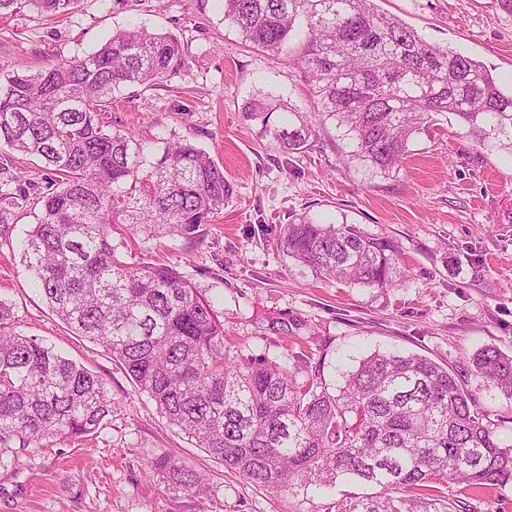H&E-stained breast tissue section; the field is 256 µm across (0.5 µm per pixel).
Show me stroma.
<instances>
[{
	"mask_svg": "<svg viewBox=\"0 0 512 512\" xmlns=\"http://www.w3.org/2000/svg\"><path fill=\"white\" fill-rule=\"evenodd\" d=\"M377 6L487 66L512 86V0H377ZM171 32L183 46L175 74L115 90L102 118L133 130L154 161L187 139L224 169L234 195L200 238L129 241L112 237L131 263H166L212 300L230 335L229 357L266 359L304 372L321 366L329 389L380 350L448 365L505 444H512V398L488 386L472 355L496 346L512 355V157L466 137L448 114L418 135L399 173L382 177L350 162L334 120L319 112L300 73L244 47L225 26L221 0H75L54 19L0 16V80L85 57L131 24ZM291 101L316 135L286 153L260 123L244 119L251 99ZM54 175L33 156L0 145V188L38 197ZM358 225L394 238L405 276L392 288H364L316 276L278 245L281 225L300 215ZM31 206L0 205V300L17 332L55 347L107 384L112 411L92 435L43 447L0 448V512H326L369 493L339 477L321 491L272 493L226 469L169 425L150 398L99 345L76 336L50 310L22 257L37 222ZM287 323L288 334L271 330ZM162 458L202 472L203 494L169 489L148 468ZM449 508L512 512V484L475 491L448 481Z\"/></svg>",
	"mask_w": 512,
	"mask_h": 512,
	"instance_id": "1",
	"label": "stroma"
}]
</instances>
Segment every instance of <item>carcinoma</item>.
<instances>
[{
  "label": "carcinoma",
  "instance_id": "cac0c4a2",
  "mask_svg": "<svg viewBox=\"0 0 512 512\" xmlns=\"http://www.w3.org/2000/svg\"><path fill=\"white\" fill-rule=\"evenodd\" d=\"M73 2L0 0V15L52 16ZM222 2L224 22L244 45L301 71L349 140L350 158L374 173L397 172L416 135L442 113L479 146L512 154V90L480 61L427 42L374 0ZM181 63L177 35L139 27L113 33L84 58L0 86V143L63 175L53 192L33 199L41 215L23 250L51 311L103 347L197 447L272 492L351 476L381 492L339 500L334 512H448L445 500L418 490L450 479L474 488L512 483V445L500 442L447 365L378 351L331 392L318 365L300 380L278 363L236 362L202 289L170 265L119 258L112 225L134 237L193 240L233 197L224 170L191 142L165 146L142 171L135 133L107 130L101 120L114 89L149 84ZM244 112L290 154L306 151L315 136L280 97L255 99ZM275 112L296 122L273 129ZM280 244L340 283L392 288L403 277L395 241L354 224L304 215L281 226ZM472 365L512 398V356L487 346ZM111 412L103 379L15 332L13 309L1 300L0 447L83 438ZM150 470L183 492L204 483L202 473L170 459Z\"/></svg>",
  "mask_w": 512,
  "mask_h": 512
}]
</instances>
